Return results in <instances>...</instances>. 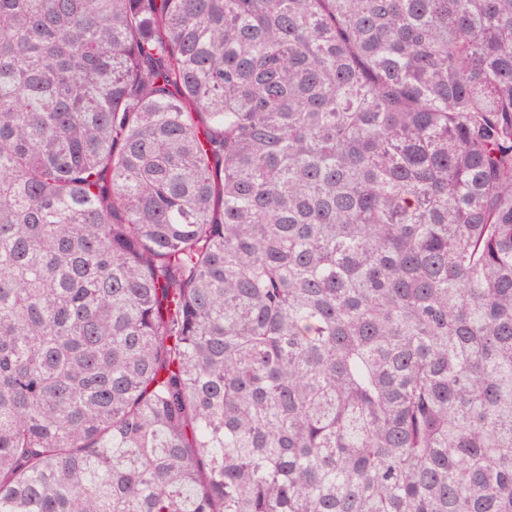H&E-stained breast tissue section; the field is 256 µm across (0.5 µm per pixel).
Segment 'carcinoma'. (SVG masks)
Wrapping results in <instances>:
<instances>
[{
  "label": "carcinoma",
  "mask_w": 512,
  "mask_h": 512,
  "mask_svg": "<svg viewBox=\"0 0 512 512\" xmlns=\"http://www.w3.org/2000/svg\"><path fill=\"white\" fill-rule=\"evenodd\" d=\"M0 512H512V0H0Z\"/></svg>",
  "instance_id": "1"
}]
</instances>
